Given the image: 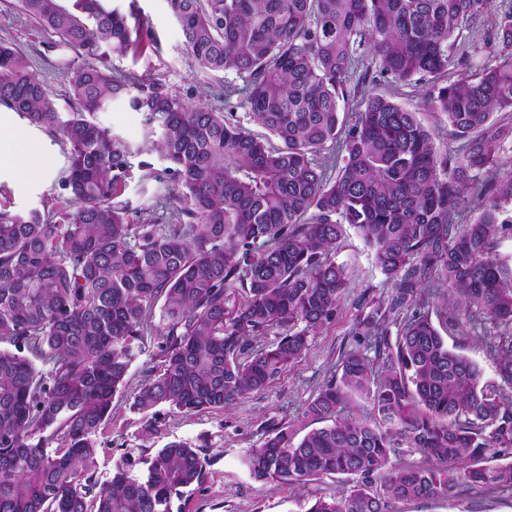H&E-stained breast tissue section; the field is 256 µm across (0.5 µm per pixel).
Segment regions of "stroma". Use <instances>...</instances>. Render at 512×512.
<instances>
[{
  "label": "stroma",
  "mask_w": 512,
  "mask_h": 512,
  "mask_svg": "<svg viewBox=\"0 0 512 512\" xmlns=\"http://www.w3.org/2000/svg\"><path fill=\"white\" fill-rule=\"evenodd\" d=\"M137 2L144 24L145 46L134 54L113 55L109 62L112 74L120 78L133 75L147 82L161 81L187 104L231 111L235 120L249 127L253 134L266 137L264 128L251 123L240 98L224 97L225 85H242V78L233 72L218 76L198 72L189 60L182 31L168 9L167 0ZM51 40V35L42 31L34 20L18 11L16 0H0V42L13 44L28 57L31 71L45 84L59 110L67 112L72 105L71 72L81 65L82 59L70 49L51 48ZM367 90L416 112L432 132L440 153L451 154L459 149L460 140L449 135L441 114L425 105V84L386 81L368 85ZM96 120L131 150L122 201L134 210L152 206L156 196L165 194L172 181L164 172V163L147 150L144 114L132 110L127 99L119 98L107 110L97 113ZM1 126L21 130L34 152L26 161L30 173L22 179L16 175L17 159L0 154V203L16 211L42 208L45 201L60 193L59 181L67 163L61 145L47 132L30 125L21 114L2 106ZM146 162L159 172V180L143 181L142 165ZM336 261L351 276L349 292L335 319L312 337L294 367L265 390L220 410L176 413L159 408L158 431L152 435L144 431L141 415L129 408L134 392L159 362L160 339L147 337L142 353L129 370L125 388L113 401L111 416L96 437L98 482L111 479L113 465L121 453H152L168 442L181 440L205 445L210 463L203 484L176 501L180 512H305L312 495L331 497L347 489V482L336 476L322 478L301 489L272 487L254 481L242 464L247 450L258 447L271 426L301 419L307 403L336 375L342 351L353 342L350 331L358 314L356 297L364 293L376 299L388 290L372 251L355 229L346 230L336 250ZM435 324L449 344L460 345L463 353L480 365L484 380H496L495 363L483 330L461 327L441 318ZM390 512H512V492L471 489L434 501L399 500L392 503Z\"/></svg>",
  "instance_id": "35a3bbf8"
}]
</instances>
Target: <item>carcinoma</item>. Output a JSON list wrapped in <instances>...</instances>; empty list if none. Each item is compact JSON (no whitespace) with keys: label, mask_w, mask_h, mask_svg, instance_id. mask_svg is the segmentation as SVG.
<instances>
[{"label":"carcinoma","mask_w":512,"mask_h":512,"mask_svg":"<svg viewBox=\"0 0 512 512\" xmlns=\"http://www.w3.org/2000/svg\"><path fill=\"white\" fill-rule=\"evenodd\" d=\"M167 3L194 65L243 77L224 100L243 92L278 145L159 82L112 76L107 60L136 49L143 31L105 0H18L83 65L70 80L77 108L64 114L24 54L0 43V105L53 135L68 160L51 206L0 208V512H172L173 497L206 477L199 446L166 444L140 477L124 454L110 481L94 477L95 437L136 351L161 337L160 363L133 397L145 414L222 409L265 389L335 317L350 281L335 260L347 225L389 291L370 305L356 298L339 377L304 423L269 430L243 465L273 487L351 482L312 496L306 512L512 490V255L499 251L512 235V169L500 163L512 141V2L489 38L496 64L476 74L455 42L494 0ZM385 78L430 84L427 105L463 141L456 153L439 154L416 113L359 94ZM118 98L144 113L148 150L179 186L168 224H133L117 200L129 149L94 117ZM352 99L351 122L342 104ZM330 146L342 159L334 176L320 160ZM439 294L452 321L494 329L499 381L448 347L429 311ZM274 328L286 329L278 342L253 344ZM353 393L369 416L344 414ZM414 452L432 464H404Z\"/></svg>","instance_id":"obj_1"}]
</instances>
